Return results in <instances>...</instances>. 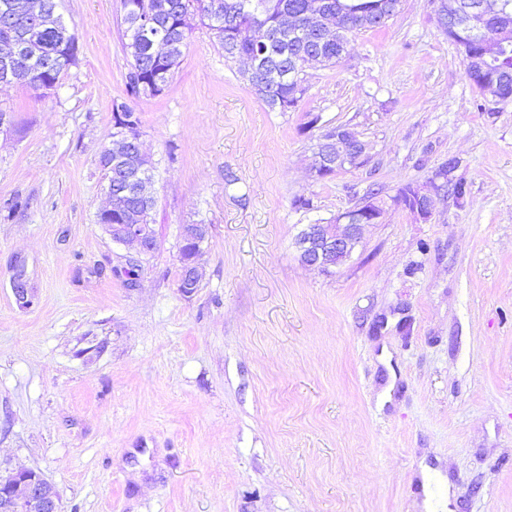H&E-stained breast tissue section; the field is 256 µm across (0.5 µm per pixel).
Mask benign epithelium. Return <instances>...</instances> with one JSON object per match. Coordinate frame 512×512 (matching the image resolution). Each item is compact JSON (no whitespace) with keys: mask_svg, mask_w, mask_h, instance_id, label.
I'll return each mask as SVG.
<instances>
[{"mask_svg":"<svg viewBox=\"0 0 512 512\" xmlns=\"http://www.w3.org/2000/svg\"><path fill=\"white\" fill-rule=\"evenodd\" d=\"M512 42V26L499 24L491 38L482 43L478 55L465 58V69H482L485 62L496 55L499 48ZM366 145L353 132L338 126L336 135L320 145L316 153L317 166L336 163V170L355 167L365 162ZM141 157L140 135L126 125L118 126L112 141L105 148L104 158L130 159ZM381 208L374 201L349 209L336 217L334 224L305 225L295 244L298 257L308 266H314L328 273L349 258L360 242L361 229L366 224H376ZM101 228L117 244H135L139 253H152L156 243L153 229L149 224H103ZM182 241L195 243L193 254L183 270L179 289L184 294L192 293L200 280L197 257L201 252L204 236L194 233V226L184 224L181 228ZM13 293L21 307L29 305L30 290L25 288L24 273L19 271L13 279ZM0 512H59V498L54 487L43 477L31 470L18 471L0 479Z\"/></svg>","mask_w":512,"mask_h":512,"instance_id":"7a95c632","label":"benign epithelium"}]
</instances>
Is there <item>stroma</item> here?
<instances>
[{
	"label": "stroma",
	"mask_w": 512,
	"mask_h": 512,
	"mask_svg": "<svg viewBox=\"0 0 512 512\" xmlns=\"http://www.w3.org/2000/svg\"><path fill=\"white\" fill-rule=\"evenodd\" d=\"M436 7L349 33L273 112L204 28L162 94L128 97L119 0H59L76 64L48 95L0 86V203H23L0 213V476L39 473L61 512H418L425 464L454 512H512V98L473 85ZM116 101L156 165L143 258L97 223ZM334 126L367 159L322 178ZM451 157L461 202L433 188ZM374 187L350 258L302 264L303 226ZM192 222L210 234L186 295ZM196 225L191 224H185L182 225L181 228V239L182 241H190L195 243V247L193 248V254L191 247L187 246L184 249H182V255L183 257H189L191 256L189 263L187 264L186 268L183 270L181 280L179 282V289L183 294H191L192 289L197 286L200 280V273L197 266V257L199 253L201 252V246L203 244L204 235H198L194 234V228Z\"/></svg>",
	"instance_id": "1"
}]
</instances>
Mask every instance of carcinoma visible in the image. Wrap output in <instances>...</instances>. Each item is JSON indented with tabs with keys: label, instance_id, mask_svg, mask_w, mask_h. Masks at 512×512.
Returning a JSON list of instances; mask_svg holds the SVG:
<instances>
[{
	"label": "carcinoma",
	"instance_id": "1",
	"mask_svg": "<svg viewBox=\"0 0 512 512\" xmlns=\"http://www.w3.org/2000/svg\"><path fill=\"white\" fill-rule=\"evenodd\" d=\"M27 0H0V43L16 42L23 49L21 68L30 80L48 50H58L60 71L75 63L69 49L59 45L74 35L61 14L53 12L43 18L46 28L56 30V40L47 41L37 29L23 24L3 25L6 12L25 11ZM397 0H120L117 24L122 31L128 62L125 76L126 93L131 98L156 97L167 88L179 67L189 34L200 25L212 31L224 51V60L243 58L258 66L260 74L249 68L244 79L255 94L272 111L286 112L294 107L303 93V67L296 57L305 48L306 37L297 27L280 31L275 28L279 14L289 13L303 23L305 14L312 13L310 23L319 26V16L330 13L335 17L339 32L318 33L315 43L318 61L334 65L344 52L347 33L363 28H379L390 18ZM470 80L479 90L485 82L496 80L506 93H512V44L490 62L483 76ZM457 167L453 159L438 168L442 178L438 190L458 199L466 196L465 183L449 177ZM135 184L120 187L128 205L122 210L104 213L100 224H152L154 206L144 207L134 194Z\"/></svg>",
	"mask_w": 512,
	"mask_h": 512
}]
</instances>
